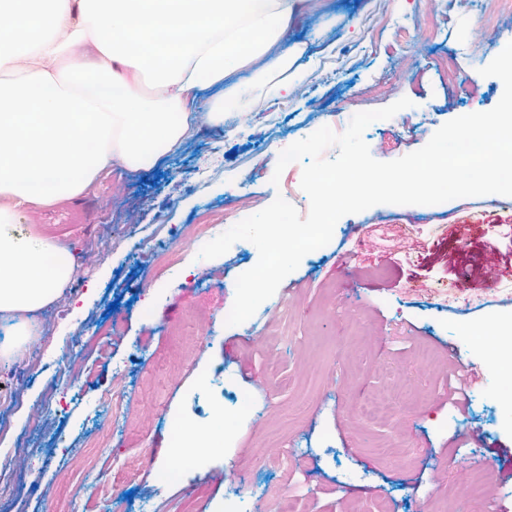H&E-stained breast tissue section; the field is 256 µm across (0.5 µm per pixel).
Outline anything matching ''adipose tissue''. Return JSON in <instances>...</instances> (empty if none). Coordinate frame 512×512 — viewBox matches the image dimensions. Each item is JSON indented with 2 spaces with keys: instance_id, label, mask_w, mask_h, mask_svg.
<instances>
[{
  "instance_id": "ef3b65f1",
  "label": "adipose tissue",
  "mask_w": 512,
  "mask_h": 512,
  "mask_svg": "<svg viewBox=\"0 0 512 512\" xmlns=\"http://www.w3.org/2000/svg\"><path fill=\"white\" fill-rule=\"evenodd\" d=\"M304 0H0V318L20 355L74 269L69 246L18 235L33 207L81 196L107 167L148 170L191 136L196 95L251 62L275 79L300 55L282 41ZM180 25L160 40L157 27ZM91 48L87 58L73 46ZM152 75L156 103L133 88ZM226 85V83H225ZM245 106L238 85L213 101Z\"/></svg>"
}]
</instances>
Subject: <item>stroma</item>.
Wrapping results in <instances>:
<instances>
[{"mask_svg":"<svg viewBox=\"0 0 512 512\" xmlns=\"http://www.w3.org/2000/svg\"><path fill=\"white\" fill-rule=\"evenodd\" d=\"M287 44V92L267 93L259 64L232 76L249 98L234 120L207 118L151 170L116 166L76 200L31 208L26 222L67 241L77 268L22 355L0 359V512H512V351L486 352L481 329L512 295V265L491 249L512 226L498 195L338 220L244 324L229 326L237 278L259 260L236 241L199 258L192 226L234 225L276 197L300 214L302 163L280 153L321 127L409 98L370 124L371 155L392 161L427 144L460 112H486L504 86L472 82L512 42L503 0H305ZM458 68L457 84L439 71ZM174 252L177 264L155 261ZM194 284H186L188 276ZM121 332L108 336L112 322ZM481 377L457 402L448 368ZM252 399L235 407L238 394ZM228 433L171 482L179 422ZM291 446L286 463L270 465ZM498 470L479 466L483 451ZM131 465L120 488L112 469Z\"/></svg>","mask_w":512,"mask_h":512,"instance_id":"35a3bbf8","label":"stroma"}]
</instances>
